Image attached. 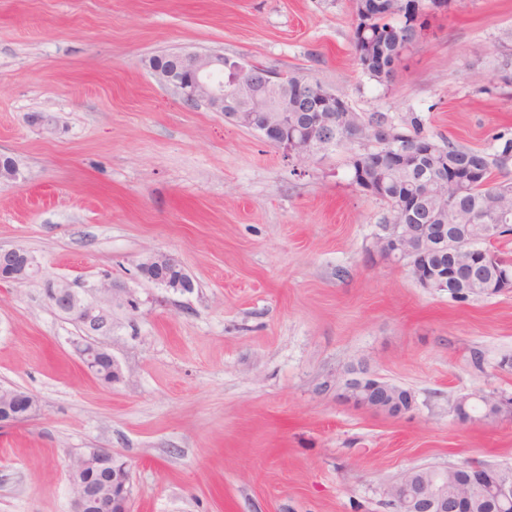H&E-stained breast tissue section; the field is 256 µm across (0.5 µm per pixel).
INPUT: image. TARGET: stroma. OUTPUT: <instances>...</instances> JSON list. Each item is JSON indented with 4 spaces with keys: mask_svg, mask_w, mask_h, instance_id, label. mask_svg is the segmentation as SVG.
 Listing matches in <instances>:
<instances>
[{
    "mask_svg": "<svg viewBox=\"0 0 512 512\" xmlns=\"http://www.w3.org/2000/svg\"><path fill=\"white\" fill-rule=\"evenodd\" d=\"M350 0H0V245L44 277L0 283V386L34 394L0 428V512H72L71 458L111 450L131 512H393L412 467H512V419L457 398L512 394V292L431 293L373 243L386 206L352 185L363 140L288 159L158 81L151 57L221 52L296 73L367 118L492 154L512 139V0L431 10L391 84L354 60ZM174 255L191 292L147 281ZM109 278L100 337L121 376L81 364L44 282ZM409 389L396 419L339 398L348 366Z\"/></svg>",
    "mask_w": 512,
    "mask_h": 512,
    "instance_id": "1",
    "label": "stroma"
}]
</instances>
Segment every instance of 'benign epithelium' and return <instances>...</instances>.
I'll list each match as a JSON object with an SVG mask.
<instances>
[{
    "label": "benign epithelium",
    "instance_id": "obj_1",
    "mask_svg": "<svg viewBox=\"0 0 512 512\" xmlns=\"http://www.w3.org/2000/svg\"><path fill=\"white\" fill-rule=\"evenodd\" d=\"M184 67L178 73L154 70L158 80L173 87L189 107L205 105L238 125L253 127L255 113H263L260 135L275 144L287 155L308 160L319 152L332 147L327 141V129L338 121H348L355 138L373 141L390 139V131L374 127L367 129L354 121V113L341 114L334 104L335 93L322 88L316 100L298 99L288 102L289 74L265 70L261 83L265 93L256 90L252 80L253 64L244 59L228 57L215 52L185 51L181 53ZM230 70L233 76L227 83L238 99L250 98L247 110L224 112V87L210 82L216 71ZM310 108L313 120L302 126L292 124L293 112L300 105ZM401 216L411 223L412 230L405 231L404 224H391L381 231L374 242V253L382 257L422 258L424 254L445 242L448 225L421 224L417 214L401 206ZM182 268L181 263L169 254L153 255L141 263L142 274L162 288L189 292L193 280L186 272L172 275ZM467 274L460 265L439 267L418 279L420 287L431 292L448 290V279ZM43 275L40 260L21 246L0 247V282L14 283ZM48 299L63 314L81 323L87 333L112 331V300L116 296L112 281L103 278L87 285L88 299H79L70 282L63 279L47 281ZM76 351L84 366L96 374L101 369L112 373V379L120 377L118 363L102 345L94 342L79 343ZM345 399L384 414L399 418L414 408V397L404 388L383 380L363 365L347 369L342 387ZM485 402L494 409L493 420L512 416V399L495 393H483L477 402ZM37 398L30 392L3 388L0 390V425L16 424L29 419L37 409ZM94 466L112 467V483L106 489H98L79 472ZM69 485L72 512H130L129 473L122 465L113 466L112 452L100 448H88L73 457L69 464ZM396 512H512V470L480 465L452 467L434 473L426 467H413L404 471L387 490Z\"/></svg>",
    "mask_w": 512,
    "mask_h": 512
}]
</instances>
